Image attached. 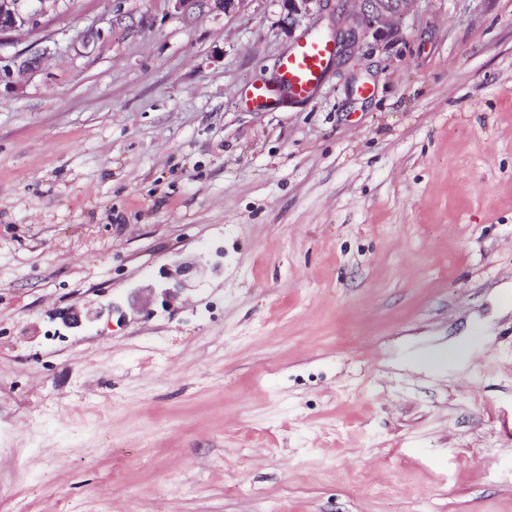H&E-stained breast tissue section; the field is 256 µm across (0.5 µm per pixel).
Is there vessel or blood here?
<instances>
[{"label":"vessel or blood","instance_id":"vessel-or-blood-1","mask_svg":"<svg viewBox=\"0 0 512 512\" xmlns=\"http://www.w3.org/2000/svg\"><path fill=\"white\" fill-rule=\"evenodd\" d=\"M333 54L330 42L324 38L302 40L281 58L274 82L253 85L249 92L252 102L259 107L280 102L284 91L292 99H308L320 85Z\"/></svg>","mask_w":512,"mask_h":512}]
</instances>
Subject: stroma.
<instances>
[{"label":"stroma","mask_w":512,"mask_h":512,"mask_svg":"<svg viewBox=\"0 0 512 512\" xmlns=\"http://www.w3.org/2000/svg\"><path fill=\"white\" fill-rule=\"evenodd\" d=\"M281 18L0 40V512H512V0H413L259 109ZM201 264L197 262H182L176 266L175 272L166 275L171 279L168 287L161 288V295L165 301L174 298L182 291L188 289V283L194 273L200 271Z\"/></svg>","instance_id":"1"}]
</instances>
